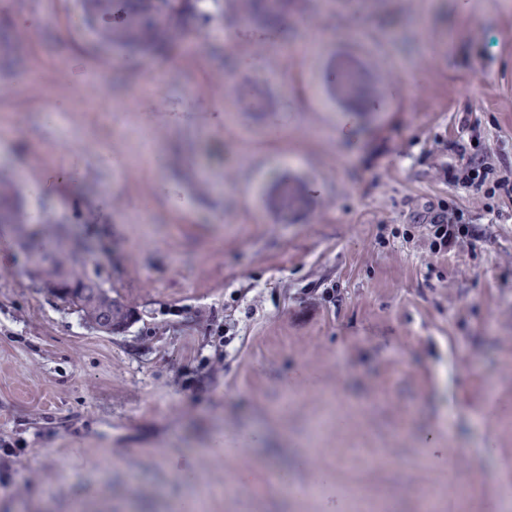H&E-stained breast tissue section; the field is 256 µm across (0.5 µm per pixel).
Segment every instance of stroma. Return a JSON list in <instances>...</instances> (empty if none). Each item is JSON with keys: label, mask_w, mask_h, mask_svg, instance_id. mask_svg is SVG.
Returning a JSON list of instances; mask_svg holds the SVG:
<instances>
[{"label": "stroma", "mask_w": 512, "mask_h": 512, "mask_svg": "<svg viewBox=\"0 0 512 512\" xmlns=\"http://www.w3.org/2000/svg\"><path fill=\"white\" fill-rule=\"evenodd\" d=\"M223 4L234 49L266 54L220 105L198 30L154 54L106 39L118 7L0 9V85L37 78L0 96V194L104 246L127 315L83 326L0 224V512H489L512 465V0H288L273 28ZM104 57L137 111L79 96ZM457 142L494 179L449 183ZM443 207L467 218L448 249Z\"/></svg>", "instance_id": "1"}]
</instances>
